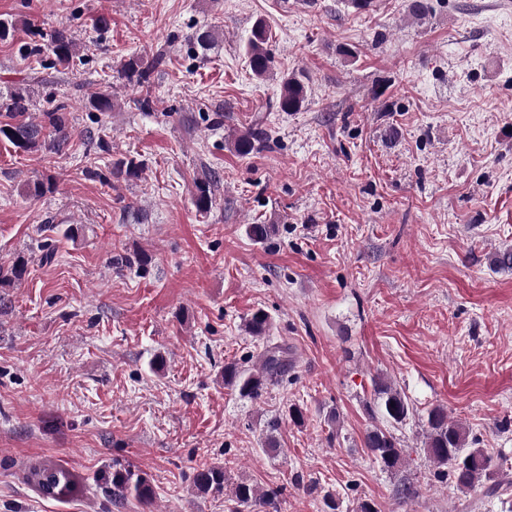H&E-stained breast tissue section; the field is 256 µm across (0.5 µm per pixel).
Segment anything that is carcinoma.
Wrapping results in <instances>:
<instances>
[{"label":"carcinoma","instance_id":"carcinoma-1","mask_svg":"<svg viewBox=\"0 0 512 512\" xmlns=\"http://www.w3.org/2000/svg\"><path fill=\"white\" fill-rule=\"evenodd\" d=\"M40 40L27 43L22 47V53L28 57H49L47 66L52 69L67 68L77 54L75 40L65 29H55L49 33L39 34ZM217 39L213 29L198 31L191 37V42L204 51L210 50ZM269 29L266 23L259 19L251 27L245 45V55L252 74L263 78L273 67V57L268 49ZM161 59L154 57L150 60L142 57H132L123 64L118 72V78L139 87H149L150 76L160 64ZM307 78L302 73H292L283 78L278 96V108L282 112L299 111L308 97ZM4 109L17 116L30 111L29 97L22 90L0 93V110ZM66 104L61 102L43 112V124L34 125L19 120L13 124L0 125V136L12 142L23 150L42 151L46 154L60 151L70 136ZM261 137L253 131H245L234 140L235 152L249 156L259 149ZM195 205L201 212L211 208L212 196L210 182L202 181L196 184ZM27 271V262L19 257L15 262L4 268L0 266V285L8 286L21 280ZM268 315L258 309L246 321L247 331L261 337L268 330ZM293 367L290 349L286 344H273L265 348L261 355V366L255 372L247 373L239 370L233 364L224 365V384L238 390L240 396L249 399L259 398L269 386L279 385L288 376ZM374 401L378 408L381 424L367 432L364 445L381 466L392 471L401 467L404 456L402 440L396 435V430L403 425L411 413L410 403L406 396L391 383L381 379H373ZM479 440L468 439L465 428L448 419V410L440 405L432 406L426 417L425 447L430 459L442 471L438 476L448 479V483L459 489H474L484 480L491 479L497 470L507 460L494 456L483 448L477 447ZM38 476V492L45 498L61 499L72 490L69 473L61 467L36 468ZM112 495L124 497L133 492L138 497L147 499L152 490L146 479H132L131 471L115 470L112 472ZM193 486L200 493H221L224 491V467L210 466L196 472ZM233 501L238 505L257 503L262 512H278V492L261 493L256 487L240 482L232 491Z\"/></svg>","mask_w":512,"mask_h":512}]
</instances>
